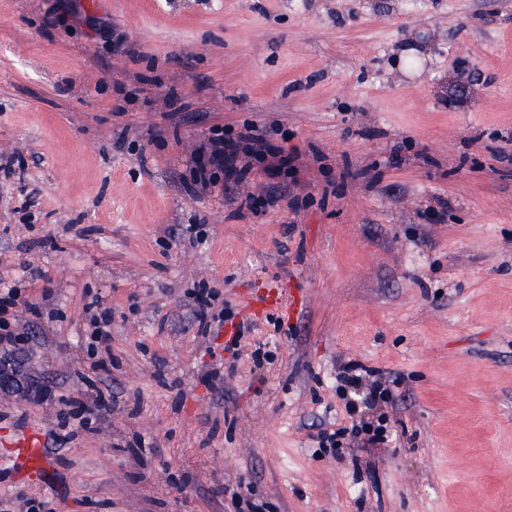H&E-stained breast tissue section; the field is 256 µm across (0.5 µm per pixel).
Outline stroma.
I'll return each mask as SVG.
<instances>
[{
    "mask_svg": "<svg viewBox=\"0 0 512 512\" xmlns=\"http://www.w3.org/2000/svg\"><path fill=\"white\" fill-rule=\"evenodd\" d=\"M56 6L0 0V270L52 291L0 347L21 381L0 387V496L236 512L240 481L269 512H512V0H80L47 26ZM456 70L473 78L451 101ZM246 123L298 153L295 178L196 195L201 140ZM201 281L233 306L206 338ZM280 288L288 314L263 311ZM93 296L112 412L87 423ZM245 319L276 356L215 384ZM349 362L389 380L397 438L324 455ZM92 326L91 339L96 343V347L100 345L101 351L105 356L98 358L91 369L95 373H109L112 367V356L110 349V342L112 340L111 333V317L108 313L103 312L99 315H94L90 320Z\"/></svg>",
    "mask_w": 512,
    "mask_h": 512,
    "instance_id": "35a3bbf8",
    "label": "stroma"
}]
</instances>
